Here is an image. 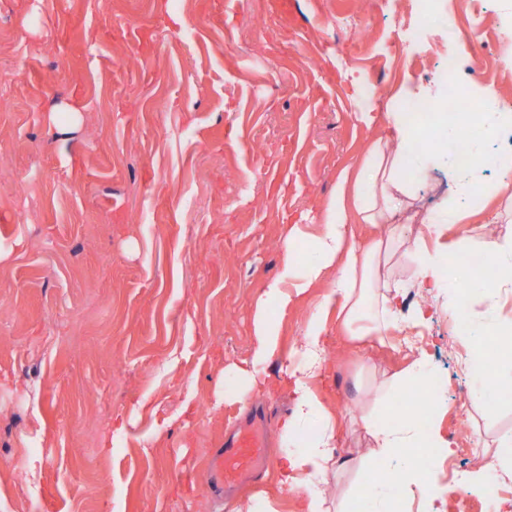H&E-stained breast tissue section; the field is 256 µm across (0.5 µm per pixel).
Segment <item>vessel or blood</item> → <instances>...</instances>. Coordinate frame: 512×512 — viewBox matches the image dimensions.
I'll use <instances>...</instances> for the list:
<instances>
[{"mask_svg":"<svg viewBox=\"0 0 512 512\" xmlns=\"http://www.w3.org/2000/svg\"><path fill=\"white\" fill-rule=\"evenodd\" d=\"M267 429L263 417L252 416L216 449L211 462V482L216 489L241 484L258 477L269 466Z\"/></svg>","mask_w":512,"mask_h":512,"instance_id":"obj_1","label":"vessel or blood"}]
</instances>
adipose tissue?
<instances>
[{
  "label": "adipose tissue",
  "instance_id": "adipose-tissue-1",
  "mask_svg": "<svg viewBox=\"0 0 512 512\" xmlns=\"http://www.w3.org/2000/svg\"><path fill=\"white\" fill-rule=\"evenodd\" d=\"M389 120L399 134V144L376 140L370 148L368 172L358 173L352 181L345 177L337 180L336 194L327 203L322 230L307 238L312 262L295 266L293 247L300 233L290 230L283 271L255 301L253 359L267 362L279 349L278 325L266 312L268 301L285 307L311 288L323 283L328 286L306 328L300 362L286 369L294 407L281 425L283 440H291L314 418L322 420L319 431L304 448L286 445L279 456L280 484L301 491V512H332L321 485L336 472V428L330 418L323 416L321 404L306 382L322 364L324 318L329 309H336L351 340L365 346L373 342L382 344L386 333L399 323L415 326L423 321V307L402 313L400 305L408 294H429L445 285L441 254L430 251L422 237L410 235L417 220L410 212L414 190L402 178L401 169L405 164L404 148L416 142L417 125L407 112L390 113ZM356 222L376 229L377 234L369 243L362 245L355 240L352 225ZM405 260L411 265L410 278L395 279L394 267ZM361 421L369 429L374 447L404 459L402 474L410 484L417 478L411 459L419 457L423 449L443 445L431 426L421 434L408 422L379 426L369 412L362 415Z\"/></svg>",
  "mask_w": 512,
  "mask_h": 512
}]
</instances>
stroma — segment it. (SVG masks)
I'll list each match as a JSON object with an SVG mask.
<instances>
[{
  "label": "stroma",
  "mask_w": 512,
  "mask_h": 512,
  "mask_svg": "<svg viewBox=\"0 0 512 512\" xmlns=\"http://www.w3.org/2000/svg\"><path fill=\"white\" fill-rule=\"evenodd\" d=\"M437 7L442 26L420 35L415 0H0V512H226L211 453L257 409L273 463L238 492L300 512L274 463L291 409L281 369L323 288L269 304L279 351L257 366L260 391L225 399L224 370L253 366L254 302L289 227L321 230L337 179L394 139L403 86L444 95L451 55L480 120L512 113V59L494 50L512 0ZM452 167L430 155L412 181L419 213L438 214ZM456 196L468 223L427 239L444 255L463 236L490 243L495 203ZM467 306L466 336L438 302L368 351L326 315L308 385L336 424L342 512H357L363 472L399 468L356 408L418 359L444 382L437 425L463 480L449 487L436 458L439 512H487L512 402L488 411L462 362L479 330L512 320V288Z\"/></svg>",
  "instance_id": "1"
}]
</instances>
